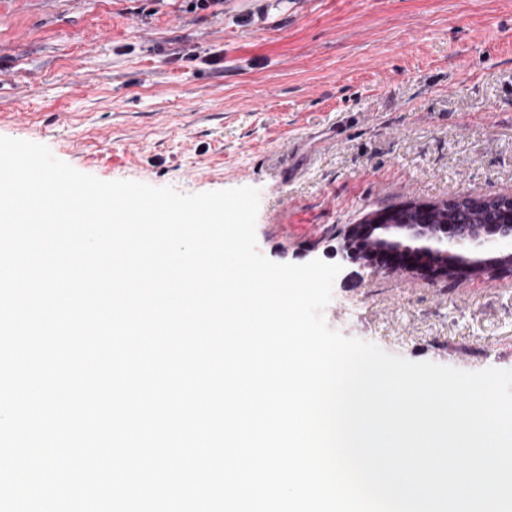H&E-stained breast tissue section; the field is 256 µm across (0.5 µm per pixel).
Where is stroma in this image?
I'll return each instance as SVG.
<instances>
[{
  "instance_id": "35a3bbf8",
  "label": "stroma",
  "mask_w": 512,
  "mask_h": 512,
  "mask_svg": "<svg viewBox=\"0 0 512 512\" xmlns=\"http://www.w3.org/2000/svg\"><path fill=\"white\" fill-rule=\"evenodd\" d=\"M0 136L104 181L257 188L264 256L340 265L331 330L512 370V272L461 287L336 251L393 204L512 197V0H0Z\"/></svg>"
}]
</instances>
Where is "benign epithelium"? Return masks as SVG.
Wrapping results in <instances>:
<instances>
[{"label": "benign epithelium", "instance_id": "1", "mask_svg": "<svg viewBox=\"0 0 512 512\" xmlns=\"http://www.w3.org/2000/svg\"><path fill=\"white\" fill-rule=\"evenodd\" d=\"M475 211L512 208V198L464 200ZM409 202L369 215L343 232V256L364 261L373 274L418 276L433 283L464 281L481 271L496 276L512 270L511 224H415Z\"/></svg>", "mask_w": 512, "mask_h": 512}]
</instances>
